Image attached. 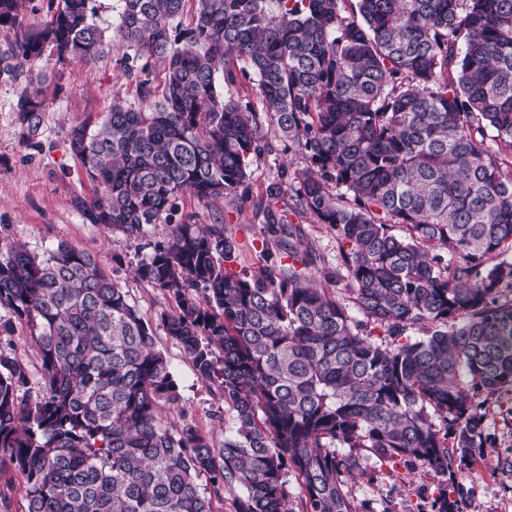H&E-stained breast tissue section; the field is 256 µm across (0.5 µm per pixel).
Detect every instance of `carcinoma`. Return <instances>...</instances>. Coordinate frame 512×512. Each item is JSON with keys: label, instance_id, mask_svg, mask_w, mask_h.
Instances as JSON below:
<instances>
[{"label": "carcinoma", "instance_id": "1", "mask_svg": "<svg viewBox=\"0 0 512 512\" xmlns=\"http://www.w3.org/2000/svg\"><path fill=\"white\" fill-rule=\"evenodd\" d=\"M24 2L0 0L1 27ZM95 2L49 0L16 45L32 64L48 46L79 62L136 47L143 103L150 60L165 62L154 105L115 102L67 132L100 189L75 199L90 223L135 239L181 194L245 203L266 127L303 167L267 190L287 264L237 272L224 225H171L134 270L173 304L155 325L91 253L0 240V335L26 326L40 359L33 396L0 349V472L21 477L26 512H219L237 488L235 512H291L290 474L302 512H356L345 475L365 451L450 485L471 471L479 398L512 387V300L497 302L512 288V0H193L179 30L188 0H122L109 36ZM247 83L259 110L233 97ZM44 107L20 94L25 139ZM285 184L294 212L340 231L330 279L348 300L309 283L317 256L277 208ZM160 330L232 414L224 438L159 417L180 399Z\"/></svg>", "mask_w": 512, "mask_h": 512}]
</instances>
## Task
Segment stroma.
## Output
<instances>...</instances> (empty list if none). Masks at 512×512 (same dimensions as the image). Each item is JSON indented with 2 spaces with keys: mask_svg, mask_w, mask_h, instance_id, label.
Wrapping results in <instances>:
<instances>
[{
  "mask_svg": "<svg viewBox=\"0 0 512 512\" xmlns=\"http://www.w3.org/2000/svg\"><path fill=\"white\" fill-rule=\"evenodd\" d=\"M16 37V29L0 27V239L22 244L37 255L60 241L97 254L103 268L119 279L130 303L145 319L156 321L169 304L160 291L136 279L133 270L155 244L167 241L169 226L154 224L145 236L129 239L86 221L72 201L93 198L95 190L67 140L71 126L98 128L113 101H136V84L126 77L125 68L137 53L124 48L90 63H60L48 52L31 68L15 54ZM34 71L46 75L40 84L46 109L39 135L26 141L16 112ZM269 143L270 152L250 168L245 204L200 201L186 194L178 199L174 215L178 222L224 225L239 246L236 270L250 274L264 265L267 189L278 182L282 165L294 158L280 138L270 137ZM298 222L317 254L311 275L324 281L340 260L339 232L305 215ZM156 347L166 357L180 393L177 405L163 407V420L177 423L186 418L203 432H219L223 403L167 336L158 335ZM484 412L487 443L472 474L458 480L454 497L459 512H512V390L489 399ZM442 489V482L418 462L382 464L372 458L347 476L344 487L357 512H434Z\"/></svg>",
  "mask_w": 512,
  "mask_h": 512,
  "instance_id": "1",
  "label": "stroma"
}]
</instances>
